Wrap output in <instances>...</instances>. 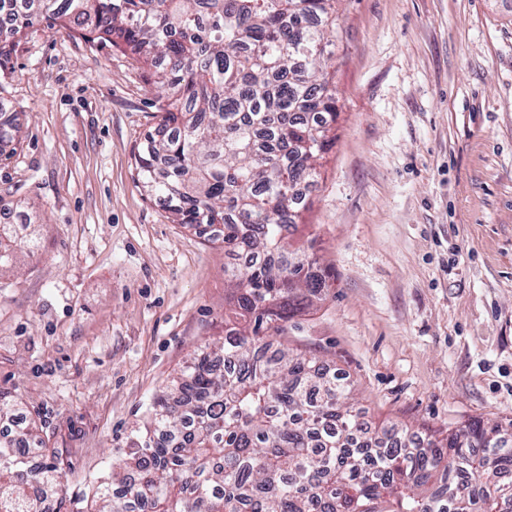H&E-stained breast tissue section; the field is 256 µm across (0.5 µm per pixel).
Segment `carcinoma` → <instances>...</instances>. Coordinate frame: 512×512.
I'll return each instance as SVG.
<instances>
[{
  "label": "carcinoma",
  "mask_w": 512,
  "mask_h": 512,
  "mask_svg": "<svg viewBox=\"0 0 512 512\" xmlns=\"http://www.w3.org/2000/svg\"><path fill=\"white\" fill-rule=\"evenodd\" d=\"M338 0H0V81L14 39L45 19L138 55L157 85L138 182L186 227L219 225L224 343L202 347L112 463L90 512H503L512 423L374 431L347 381L280 336L328 283L293 246L336 121L322 61ZM0 103V156L19 143ZM0 211V268L33 254ZM36 420L0 430V512L60 499V461ZM512 487V482L507 484Z\"/></svg>",
  "instance_id": "1"
}]
</instances>
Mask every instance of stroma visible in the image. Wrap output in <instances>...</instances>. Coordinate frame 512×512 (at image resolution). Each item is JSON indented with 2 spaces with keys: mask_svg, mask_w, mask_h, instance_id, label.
<instances>
[{
  "mask_svg": "<svg viewBox=\"0 0 512 512\" xmlns=\"http://www.w3.org/2000/svg\"><path fill=\"white\" fill-rule=\"evenodd\" d=\"M335 23L336 138L297 232L332 286L288 343L371 423L512 422V0H338ZM11 65L0 206L42 225L0 272V391L85 512L151 398L223 340L224 250L137 181L158 97L137 55L43 20ZM20 127L16 113L10 107L0 103V156L7 148L19 143Z\"/></svg>",
  "mask_w": 512,
  "mask_h": 512,
  "instance_id": "stroma-1",
  "label": "stroma"
}]
</instances>
